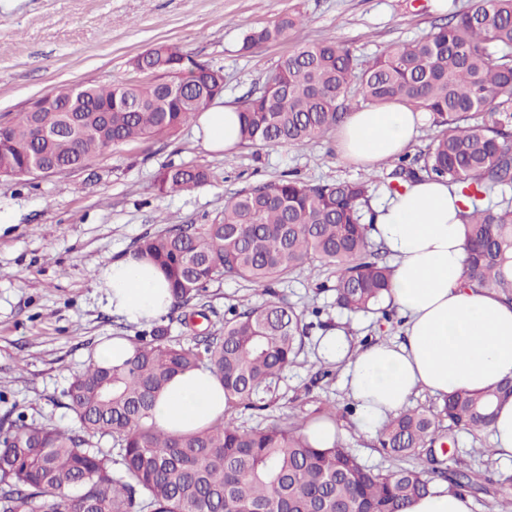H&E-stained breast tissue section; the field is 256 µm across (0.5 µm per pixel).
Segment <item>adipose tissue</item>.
I'll return each mask as SVG.
<instances>
[{
    "instance_id": "ef3b65f1",
    "label": "adipose tissue",
    "mask_w": 512,
    "mask_h": 512,
    "mask_svg": "<svg viewBox=\"0 0 512 512\" xmlns=\"http://www.w3.org/2000/svg\"><path fill=\"white\" fill-rule=\"evenodd\" d=\"M239 108L209 106L193 129L203 145L228 151L240 143ZM429 121L402 104L352 112L336 137L341 156L370 170L403 154ZM466 199L447 184L424 179L377 211L370 235L390 251L394 275L389 300L403 320L402 342L351 349L339 331L328 333L319 355L344 363V379L365 431L378 432L418 392L444 397L481 391L512 376V304L482 288L461 286L466 253ZM107 305L127 323L145 325L172 305L169 283L152 262L112 261L98 282ZM224 388L203 367L177 375L158 396L152 421L183 434L222 420Z\"/></svg>"
}]
</instances>
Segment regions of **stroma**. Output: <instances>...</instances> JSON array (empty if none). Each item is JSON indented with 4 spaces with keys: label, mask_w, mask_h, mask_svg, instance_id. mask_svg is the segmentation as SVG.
Instances as JSON below:
<instances>
[{
    "label": "stroma",
    "mask_w": 512,
    "mask_h": 512,
    "mask_svg": "<svg viewBox=\"0 0 512 512\" xmlns=\"http://www.w3.org/2000/svg\"><path fill=\"white\" fill-rule=\"evenodd\" d=\"M294 14L305 23L287 38L243 50L248 31ZM447 20L432 10L431 0H0V123L56 86L134 78L131 59L159 42L222 69L221 99L239 105L263 90L296 43L333 35L365 62ZM182 163L206 168L208 183L158 195L153 183L159 171ZM391 170L388 164L370 171L350 164L332 131L304 145H243L225 155L206 150L188 124L170 137L115 146L79 169L0 178V420L74 427L64 397L72 376L92 362L103 339L140 332L112 315L97 286L108 264L133 253L140 239L169 223H209L234 194L284 177L314 184L370 179L376 208L388 197L383 180ZM335 280L332 268H301L276 284L277 300L305 312L311 329L266 408L239 407L232 416L246 429L274 423L301 429L335 416L345 447L368 467L392 471L398 460L379 449L350 409L342 365L319 376L317 340L338 328L355 347L398 342L402 322L396 315L386 322L377 314L336 309ZM264 300L246 282H213L203 298L212 314L197 327L220 328L229 308ZM491 445L486 432L458 435L471 469L489 479L485 490L470 492L472 512H497L491 479L512 473V460L485 455Z\"/></svg>",
    "instance_id": "obj_1"
}]
</instances>
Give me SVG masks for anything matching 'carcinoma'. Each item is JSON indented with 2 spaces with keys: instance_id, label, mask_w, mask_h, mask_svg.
I'll list each match as a JSON object with an SVG mask.
<instances>
[{
  "instance_id": "carcinoma-1",
  "label": "carcinoma",
  "mask_w": 512,
  "mask_h": 512,
  "mask_svg": "<svg viewBox=\"0 0 512 512\" xmlns=\"http://www.w3.org/2000/svg\"><path fill=\"white\" fill-rule=\"evenodd\" d=\"M302 25L288 16L247 32L243 49L288 37ZM144 80L62 85L51 94L67 112H21L0 125V177L21 178L38 164L62 173L115 145L175 134L222 95L217 69L179 47L157 43L131 61ZM182 91L170 93L169 84ZM404 103L429 112L435 130L420 157L402 158L384 186L393 196L427 176L460 189L466 260L462 286L493 291L512 303V0H479L451 11L424 38L387 47L362 64L331 36L300 43L243 101L244 145H303L346 118V101ZM112 106L105 114L100 108ZM69 129L40 139L37 132ZM209 180L198 165L166 167L155 187L186 191ZM501 193L494 202L491 196ZM365 179L306 184L280 179L242 190L209 224H170L144 237L134 255L157 265L170 284L171 311L192 329L207 317L202 292L222 278L264 295L298 268L331 267L336 307L379 313L393 267L369 238L375 212ZM304 314L268 300L233 308L222 328L190 343L171 342L157 327L136 342L121 367L91 363L64 392L76 426L63 429L23 419L0 426V512H405L434 489L477 486L478 475L454 458L453 431L487 430L494 400L512 395V379L480 393L455 391L436 409L407 408L378 434L396 459L425 455L428 467L388 473L363 464L342 444L313 446L296 428L243 429L224 418L182 435L152 422L158 394L180 372L206 367L224 385L225 413L261 409L307 337ZM448 426H443V422ZM447 444L458 468L448 471L435 445ZM498 512H512V474L498 479Z\"/></svg>"
}]
</instances>
